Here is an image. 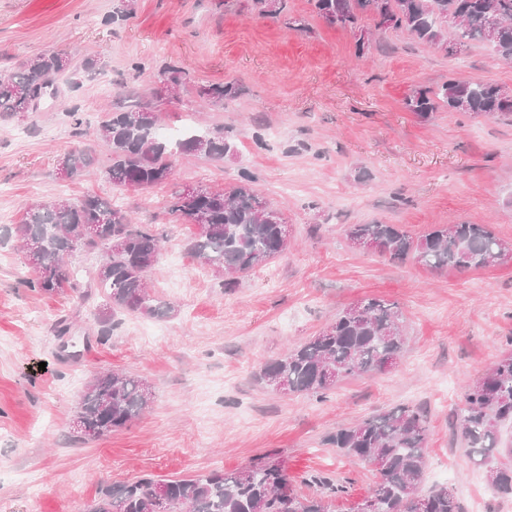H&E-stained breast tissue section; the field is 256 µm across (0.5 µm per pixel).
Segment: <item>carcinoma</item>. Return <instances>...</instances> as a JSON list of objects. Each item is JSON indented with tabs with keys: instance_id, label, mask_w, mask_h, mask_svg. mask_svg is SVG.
<instances>
[{
	"instance_id": "cac0c4a2",
	"label": "carcinoma",
	"mask_w": 512,
	"mask_h": 512,
	"mask_svg": "<svg viewBox=\"0 0 512 512\" xmlns=\"http://www.w3.org/2000/svg\"><path fill=\"white\" fill-rule=\"evenodd\" d=\"M322 19L338 16L357 31L356 53L369 51L373 36L388 29L405 31L422 43L448 50L444 24L459 19L456 37L466 45L484 44L488 25L486 4L501 20L498 38L491 43L495 54L512 62V0H309ZM262 16L286 14V0H254ZM133 12L132 0H118L106 23L125 20ZM372 22L367 28L362 19ZM58 53L42 51L18 68L0 73V115L12 118L34 112L60 73ZM166 86H186V72L178 67L149 75ZM199 98L211 105H224L241 94L239 85L214 83L198 88ZM405 107L421 119L442 107L470 116L506 119L512 122V90L481 81L450 79L435 88L417 89L405 99ZM155 110L138 105L123 106L108 113L99 134L109 147L105 177L117 187L147 188L169 183L174 176L176 153L222 158L231 145L224 128L200 132L195 129L174 144L158 139ZM71 162V177L84 175L94 164L91 154L74 150L65 154ZM170 214L189 218L194 213L201 227L188 250L202 265L223 275V286L233 288L239 278L281 255L288 247L283 214L270 207L251 187L244 174L229 190L202 189L187 205L180 192L170 195ZM101 224L100 235L85 243L101 253L92 275L93 287L104 303L97 319L100 340L110 333V317L118 311H139L164 317L170 307L158 303L147 286L150 269L162 246L148 225L133 224L127 214L106 198L87 195L81 199L53 198L31 205L13 233L22 250L35 249L38 265L27 287L43 294L84 284L72 276L67 258L72 242L84 224ZM346 238L372 240L378 253L392 262L412 257L434 269L460 271L496 263L509 244L485 224H435L414 237L397 224H349ZM358 316L346 308L336 318L296 346L284 357L265 363L259 379L272 390L284 386L290 393L322 397L336 385L355 376L371 377L384 371L386 360L398 359L405 345L401 312L393 303L371 298L361 301ZM153 399L145 394L138 377L105 372L87 385L77 407L85 438L98 439L128 427L150 409ZM457 428L468 455L477 465L493 459L489 482L498 492L512 494V441H501L500 428L512 423V351L503 354L482 376L466 385L463 407L457 413ZM430 428L424 413L409 406L366 418L336 429L329 444L350 459L383 463V478L373 486L378 512H412L413 496L425 500V512H461L455 494L446 486L421 493L426 469ZM159 480L144 474L132 482L100 487L98 497L85 512H150ZM170 498L187 512H328V501L316 491L304 495L291 488L284 460L266 454L234 472L214 469L166 481Z\"/></svg>"
}]
</instances>
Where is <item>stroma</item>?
Here are the masks:
<instances>
[{
  "mask_svg": "<svg viewBox=\"0 0 512 512\" xmlns=\"http://www.w3.org/2000/svg\"><path fill=\"white\" fill-rule=\"evenodd\" d=\"M115 0H0V71L47 49L72 68L25 117L0 118V209L22 220L32 202L54 196L120 198L135 223L163 239L150 293L170 316L115 315L98 341L95 303L72 291L26 288L34 271L0 223V512H85L101 485L143 474L174 479L234 471L267 453L288 466L294 489L319 474L347 487L331 512H351L376 480L327 438L341 425L399 405L424 408L430 435L424 488L448 486L462 512H512L484 470L470 461L455 426L466 384L506 351L512 336V261L460 272L416 260L394 263L349 247L344 227L375 221L419 235L435 224H485L512 242V123L441 110L409 112L414 90L448 79L512 89V64L472 45L457 55L402 31L356 58L350 30L328 26L309 0L288 13L309 29L259 16L253 0H134V12L106 24ZM106 63L89 76L82 57ZM185 69L171 94L150 74ZM236 81L224 106L196 89ZM142 101L159 114V135L175 141L193 122L223 127V159L174 156L172 184L113 186L98 129L113 105ZM97 159L90 175L61 177L57 160L75 148ZM249 174L290 230L287 250L225 288L186 250L194 225L168 214L173 186L223 190ZM367 297L397 304L405 352L387 372L341 382L326 397L274 393L257 375ZM71 328L58 335L56 322ZM125 372L146 381L154 403L127 428L72 442L79 395L94 375Z\"/></svg>",
  "mask_w": 512,
  "mask_h": 512,
  "instance_id": "obj_1",
  "label": "stroma"
}]
</instances>
